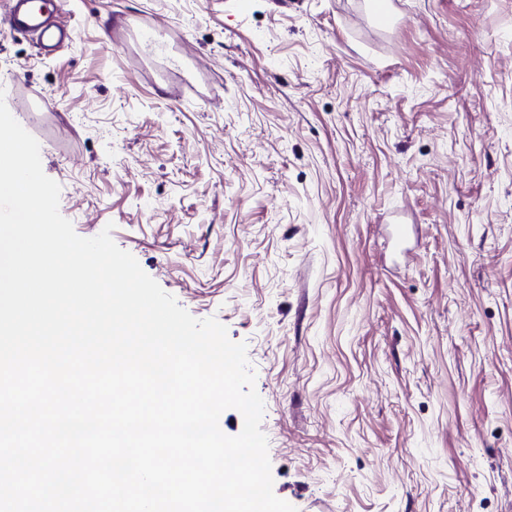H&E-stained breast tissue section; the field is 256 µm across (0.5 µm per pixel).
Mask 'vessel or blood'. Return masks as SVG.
Returning a JSON list of instances; mask_svg holds the SVG:
<instances>
[{"mask_svg":"<svg viewBox=\"0 0 512 512\" xmlns=\"http://www.w3.org/2000/svg\"><path fill=\"white\" fill-rule=\"evenodd\" d=\"M61 0H7L10 28L32 36L40 51L51 53L71 39L70 31L58 23Z\"/></svg>","mask_w":512,"mask_h":512,"instance_id":"1","label":"vessel or blood"}]
</instances>
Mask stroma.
Instances as JSON below:
<instances>
[{"mask_svg": "<svg viewBox=\"0 0 512 512\" xmlns=\"http://www.w3.org/2000/svg\"><path fill=\"white\" fill-rule=\"evenodd\" d=\"M4 4L61 214L246 344L275 495L512 512V0ZM10 28L36 40L41 52L51 53L71 40V32L57 22L60 0H7Z\"/></svg>", "mask_w": 512, "mask_h": 512, "instance_id": "1", "label": "stroma"}]
</instances>
